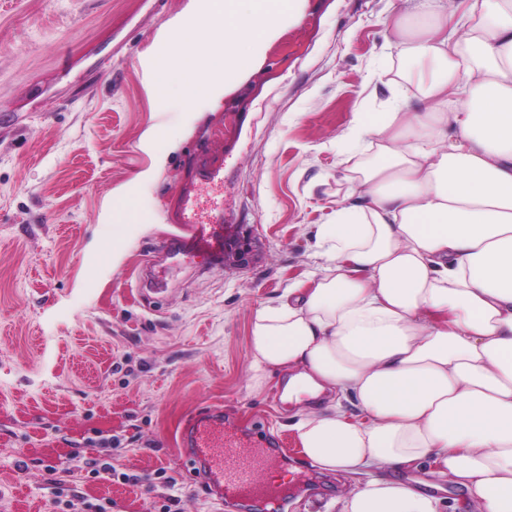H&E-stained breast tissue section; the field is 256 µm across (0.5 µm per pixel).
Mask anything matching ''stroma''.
<instances>
[{
    "mask_svg": "<svg viewBox=\"0 0 512 512\" xmlns=\"http://www.w3.org/2000/svg\"><path fill=\"white\" fill-rule=\"evenodd\" d=\"M188 2L0 0V512H224L178 445L205 405L287 440L260 472L286 484L283 512H341L357 484L306 460L288 423L310 397L274 401L284 374L254 387L247 354L255 311L320 263L311 230L344 189L355 113L415 93L392 0H307L195 121L179 90L156 105L145 55ZM153 126L166 136L143 148ZM196 156L223 167L224 262L179 264L144 295ZM90 460L116 477H90Z\"/></svg>",
    "mask_w": 512,
    "mask_h": 512,
    "instance_id": "35a3bbf8",
    "label": "stroma"
}]
</instances>
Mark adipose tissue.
<instances>
[{"mask_svg": "<svg viewBox=\"0 0 512 512\" xmlns=\"http://www.w3.org/2000/svg\"><path fill=\"white\" fill-rule=\"evenodd\" d=\"M391 33L417 97L356 113L324 262L256 310L251 379L319 398L291 428L358 478L341 512H441L384 476L426 460L477 512H512V0H404Z\"/></svg>", "mask_w": 512, "mask_h": 512, "instance_id": "1", "label": "adipose tissue"}]
</instances>
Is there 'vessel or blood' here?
Returning <instances> with one entry per match:
<instances>
[{
    "label": "vessel or blood",
    "instance_id": "b4317fda",
    "mask_svg": "<svg viewBox=\"0 0 512 512\" xmlns=\"http://www.w3.org/2000/svg\"><path fill=\"white\" fill-rule=\"evenodd\" d=\"M176 238L163 251L219 262L224 255V222L221 217L203 218L198 203L184 198L175 218ZM180 445L186 448L191 476L215 494L231 512H281L279 492L259 477L261 462L250 455L255 442L224 424L217 406L196 410L185 420Z\"/></svg>",
    "mask_w": 512,
    "mask_h": 512
}]
</instances>
